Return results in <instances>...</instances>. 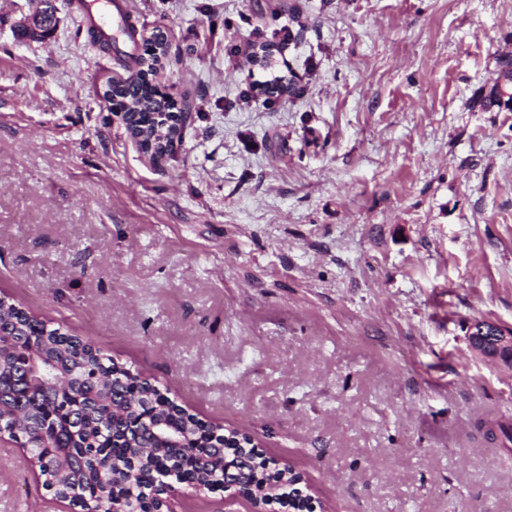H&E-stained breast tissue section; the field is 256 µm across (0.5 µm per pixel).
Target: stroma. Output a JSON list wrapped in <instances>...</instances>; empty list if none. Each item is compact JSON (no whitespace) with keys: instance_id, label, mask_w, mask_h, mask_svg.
Masks as SVG:
<instances>
[{"instance_id":"1","label":"stroma","mask_w":512,"mask_h":512,"mask_svg":"<svg viewBox=\"0 0 512 512\" xmlns=\"http://www.w3.org/2000/svg\"><path fill=\"white\" fill-rule=\"evenodd\" d=\"M133 55L189 113L155 161L105 91L79 0L18 41L0 0V293L249 434L315 512H512V104L474 106L512 55V0H128ZM294 39L271 67L249 49ZM293 94L266 106V70ZM171 512H252L179 486ZM0 512H73L19 443ZM468 336H490L494 345L492 351L485 350L484 346L474 347L470 344L473 352L484 358L486 361L500 365L512 366V329L502 327L489 321H474L469 326Z\"/></svg>"}]
</instances>
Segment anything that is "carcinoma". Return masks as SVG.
Here are the masks:
<instances>
[{
  "label": "carcinoma",
  "instance_id": "obj_1",
  "mask_svg": "<svg viewBox=\"0 0 512 512\" xmlns=\"http://www.w3.org/2000/svg\"><path fill=\"white\" fill-rule=\"evenodd\" d=\"M501 81L477 100L482 108L512 102V57L498 61ZM133 98L154 100L148 84L129 79ZM0 431L28 447L43 485L85 512H161V494L175 481L213 490L235 482L266 488L295 512L301 474L261 453L236 447L232 436L179 407L167 393L92 344L10 302H0ZM37 345L48 383L25 382L23 359Z\"/></svg>",
  "mask_w": 512,
  "mask_h": 512
}]
</instances>
